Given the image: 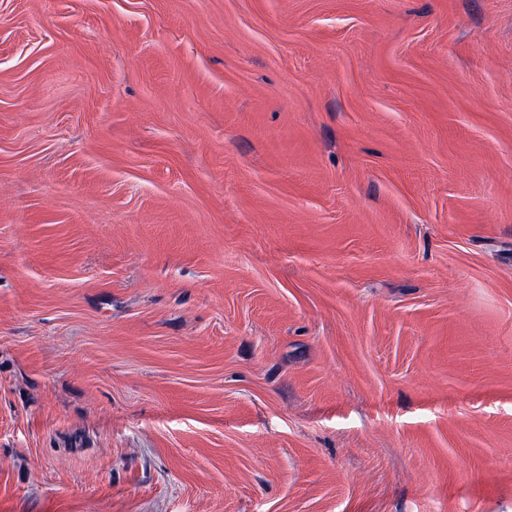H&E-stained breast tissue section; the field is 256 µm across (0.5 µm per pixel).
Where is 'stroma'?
Returning <instances> with one entry per match:
<instances>
[{"instance_id": "35a3bbf8", "label": "stroma", "mask_w": 512, "mask_h": 512, "mask_svg": "<svg viewBox=\"0 0 512 512\" xmlns=\"http://www.w3.org/2000/svg\"><path fill=\"white\" fill-rule=\"evenodd\" d=\"M0 512H512V0H0Z\"/></svg>"}]
</instances>
